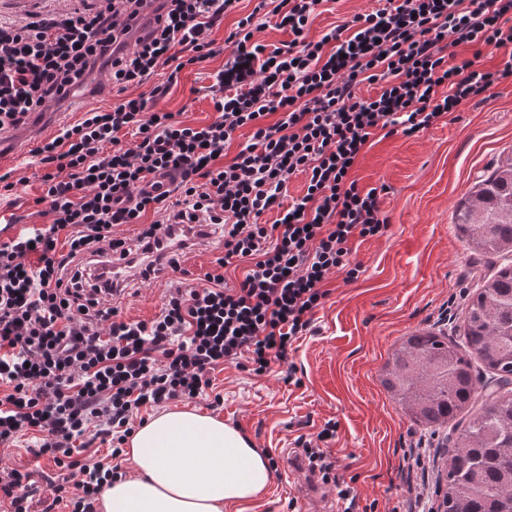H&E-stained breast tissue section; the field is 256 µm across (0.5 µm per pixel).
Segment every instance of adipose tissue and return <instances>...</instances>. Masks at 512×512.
Segmentation results:
<instances>
[{"label": "adipose tissue", "instance_id": "adipose-tissue-1", "mask_svg": "<svg viewBox=\"0 0 512 512\" xmlns=\"http://www.w3.org/2000/svg\"><path fill=\"white\" fill-rule=\"evenodd\" d=\"M131 476L108 486L101 512H224L269 485L268 458L235 427L190 410L163 411L132 434Z\"/></svg>", "mask_w": 512, "mask_h": 512}]
</instances>
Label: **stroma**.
<instances>
[{
    "label": "stroma",
    "instance_id": "1",
    "mask_svg": "<svg viewBox=\"0 0 512 512\" xmlns=\"http://www.w3.org/2000/svg\"><path fill=\"white\" fill-rule=\"evenodd\" d=\"M377 0H325L309 28L319 39L334 26L376 9ZM240 0L217 23L211 37L218 53L202 68L184 69L168 84L160 68L140 86L152 112L181 113L185 124L201 126L215 119L209 87L222 70L231 47L225 39L236 21L251 12ZM168 85L166 95L152 96ZM114 100L104 68L62 103L42 127L13 130L0 145V175L14 187L0 190V242L52 221L33 200L42 187L41 166L32 153L64 125L79 121L92 108ZM512 158V77L496 82L483 102L462 104L413 136L375 135L358 158L351 176L364 189L381 188L380 206L390 225L385 236L354 242L351 263L357 279L330 274L329 291L313 315L312 330L300 338L287 362L273 364L264 375L223 365L210 373L212 386L183 409L211 411L238 428L262 454L276 458L277 470L264 494L245 512H307L298 474L289 472L288 451L298 435L336 424L329 450L342 479L352 480L359 507L366 512H434L441 497L437 476L448 455L413 423L380 381L381 369L404 336L430 330L462 342L469 299L500 257L468 249L454 225L460 202L479 180ZM173 272L135 284L116 305L121 318L150 320L163 303ZM297 383H289V374ZM224 404L209 409L214 394ZM34 441L24 436L0 446V462L26 474L33 512H43L50 488L61 478L52 461L36 456Z\"/></svg>",
    "mask_w": 512,
    "mask_h": 512
}]
</instances>
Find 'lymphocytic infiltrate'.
<instances>
[{"label": "lymphocytic infiltrate", "mask_w": 512, "mask_h": 512, "mask_svg": "<svg viewBox=\"0 0 512 512\" xmlns=\"http://www.w3.org/2000/svg\"><path fill=\"white\" fill-rule=\"evenodd\" d=\"M238 2L98 0L24 24L0 21V132L66 100L101 63L121 95L34 148L44 169L34 203L52 222L0 243V445L38 434V455L70 473L51 488L53 504L70 512H98L121 477L82 459L77 439L103 434L120 456L141 408L196 399L224 364L261 375L286 362L328 296V275L357 279L353 242L388 229L378 189L350 177L377 131L414 135L512 77V57L487 70L473 58L448 62L442 48L446 40L512 48V0H386L316 41L307 34L323 0H257L227 37L212 122L191 127L129 96L158 67L176 75L213 57L209 32ZM265 11L288 42L258 40ZM365 81L381 83L376 97L357 96ZM245 126L250 143L220 163ZM298 172L307 191L283 204ZM272 209L278 219L260 224ZM199 219L224 229L220 271L172 281L152 320L118 319L111 289L88 285L92 258L125 246L114 226L142 224L136 241L148 250L175 224ZM239 267L242 280L226 286L224 270ZM335 437L328 423L295 445L310 475L353 504L358 495L329 451Z\"/></svg>", "instance_id": "1"}]
</instances>
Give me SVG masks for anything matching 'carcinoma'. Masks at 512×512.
Wrapping results in <instances>:
<instances>
[{
	"label": "carcinoma",
	"instance_id": "obj_1",
	"mask_svg": "<svg viewBox=\"0 0 512 512\" xmlns=\"http://www.w3.org/2000/svg\"><path fill=\"white\" fill-rule=\"evenodd\" d=\"M455 224L474 249L512 253V161L475 184ZM475 358L500 387L476 409ZM382 384L431 432L449 427L442 512H512V263L471 298L463 344L416 332L391 354ZM467 408L474 409L470 418L457 420Z\"/></svg>",
	"mask_w": 512,
	"mask_h": 512
}]
</instances>
